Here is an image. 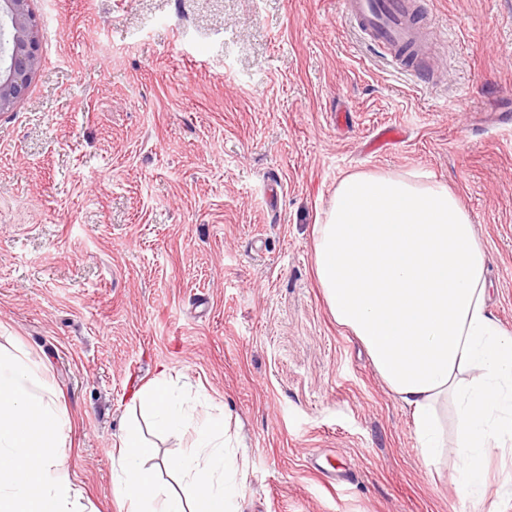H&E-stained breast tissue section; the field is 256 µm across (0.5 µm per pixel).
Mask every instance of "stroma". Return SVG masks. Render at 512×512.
Here are the masks:
<instances>
[{
	"label": "stroma",
	"mask_w": 512,
	"mask_h": 512,
	"mask_svg": "<svg viewBox=\"0 0 512 512\" xmlns=\"http://www.w3.org/2000/svg\"><path fill=\"white\" fill-rule=\"evenodd\" d=\"M31 7L43 65L0 115V346L72 419L88 512H118L120 427L143 422L132 396L159 374L227 414L240 512H512L511 450L475 495L454 456L424 462L311 249L345 174H434L473 218L512 331V0H422L448 34L427 84L339 0Z\"/></svg>",
	"instance_id": "1"
}]
</instances>
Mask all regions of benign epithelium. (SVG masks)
<instances>
[{
	"label": "benign epithelium",
	"mask_w": 512,
	"mask_h": 512,
	"mask_svg": "<svg viewBox=\"0 0 512 512\" xmlns=\"http://www.w3.org/2000/svg\"><path fill=\"white\" fill-rule=\"evenodd\" d=\"M30 2L0 0V114L13 111L42 66L39 22Z\"/></svg>",
	"instance_id": "benign-epithelium-1"
}]
</instances>
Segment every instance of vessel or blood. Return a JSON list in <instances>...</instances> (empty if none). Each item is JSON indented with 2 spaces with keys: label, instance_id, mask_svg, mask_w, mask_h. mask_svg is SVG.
Listing matches in <instances>:
<instances>
[{
  "label": "vessel or blood",
  "instance_id": "obj_1",
  "mask_svg": "<svg viewBox=\"0 0 512 512\" xmlns=\"http://www.w3.org/2000/svg\"><path fill=\"white\" fill-rule=\"evenodd\" d=\"M342 8L374 46L387 49L394 64L405 70L417 71L423 41L438 38L418 16L416 0H342Z\"/></svg>",
  "mask_w": 512,
  "mask_h": 512
}]
</instances>
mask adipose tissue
Wrapping results in <instances>:
<instances>
[{"mask_svg": "<svg viewBox=\"0 0 512 512\" xmlns=\"http://www.w3.org/2000/svg\"><path fill=\"white\" fill-rule=\"evenodd\" d=\"M312 248L331 316L410 410L423 459L433 464L452 450L465 491L480 492L485 458L512 444V332L489 310L488 255L468 210L432 174L354 173L337 183ZM133 401L158 434L190 428L194 438L168 462L187 484L178 494L146 466L155 443L126 425L112 458L120 512H238L224 417L188 413L163 375ZM448 403L450 447L441 415ZM72 429L36 365L0 351V512H84L67 467Z\"/></svg>", "mask_w": 512, "mask_h": 512, "instance_id": "adipose-tissue-1", "label": "adipose tissue"}]
</instances>
